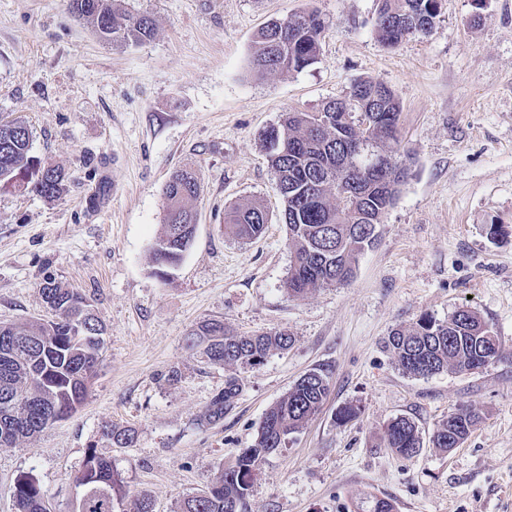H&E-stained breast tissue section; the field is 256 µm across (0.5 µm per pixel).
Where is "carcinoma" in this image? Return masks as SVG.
<instances>
[{
  "instance_id": "obj_1",
  "label": "carcinoma",
  "mask_w": 512,
  "mask_h": 512,
  "mask_svg": "<svg viewBox=\"0 0 512 512\" xmlns=\"http://www.w3.org/2000/svg\"><path fill=\"white\" fill-rule=\"evenodd\" d=\"M439 0H379L376 32L387 46L418 33L429 34L440 12ZM74 12L91 20L99 35L114 44L143 42L154 35V21L130 17L112 6V0H72ZM326 21L316 11L299 12L267 22L259 31L251 60L258 77L301 71L319 54ZM400 103L387 85L356 81L342 98L326 102L317 112H286L280 124L260 133L277 177L282 198L281 219L288 229L292 261L285 280L291 297L310 290L348 282L359 258L373 241L365 227L383 223L405 184L409 166L397 160ZM360 139L351 170V144ZM32 133L21 120L0 124V178L22 175L23 191L54 198L64 191V176L43 166L31 155ZM200 183L190 168L173 172L165 187L166 217L154 245L158 273L178 264L190 248L194 234L177 233L179 225L196 223L195 203ZM268 224L259 203L234 205L224 211V231L241 241L258 238ZM41 293L57 315L21 324H0V433L12 430L9 444L39 432L42 405L57 407L62 416L75 412L85 401L101 350L82 337L76 323L89 335L102 336L105 328L81 294L44 277ZM294 343L285 330L255 335L227 331L224 323L208 320L193 329L187 346L200 349L211 363L229 368L224 391L210 401L204 420L216 423L232 409L243 387L242 374L262 365L277 351ZM403 373L427 377L441 372L478 370L502 356V343L474 311H455L445 321L420 318L408 328L390 331L385 342ZM329 391V377L313 369L300 377L288 393L266 413L252 447L206 490L184 498L178 512H245L249 492L261 462L286 444L321 411ZM479 420L470 408H459L438 425L430 441L450 451L461 447ZM112 445L123 448L136 441L135 430L113 427L103 431ZM387 447L405 458L422 448L416 424L397 417L385 426ZM75 512H154L148 497H130L124 473L112 457L88 447L77 476ZM14 499L17 512H48L37 483L19 479Z\"/></svg>"
}]
</instances>
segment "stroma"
I'll list each match as a JSON object with an SVG mask.
<instances>
[{"label": "stroma", "instance_id": "obj_1", "mask_svg": "<svg viewBox=\"0 0 512 512\" xmlns=\"http://www.w3.org/2000/svg\"><path fill=\"white\" fill-rule=\"evenodd\" d=\"M378 0H114L150 16L154 36L112 44L71 0H0V119L25 120L32 154L64 171L57 198L0 191V322L43 318L45 275L84 293L105 324V350L86 400L66 419L0 447V512L33 478L54 512H74L89 445L111 456L130 495L177 512L251 447L267 410L303 374L329 373L321 412L266 457L248 512H355L368 496L398 512H512V0H441L436 26L397 46L375 31ZM315 10L327 27L314 64L251 72L265 23ZM481 26H471L474 15ZM360 79L396 94L410 174L353 278L300 298L282 200L259 133L284 112H312ZM198 173L194 242L167 275L152 249L165 222L164 187ZM262 203L256 240L224 233L226 206ZM507 237L490 240V225ZM476 311L503 356L472 372L402 373L390 331L428 315ZM206 320L241 335L285 330L295 342L243 375L232 410L202 420L224 366L188 350ZM177 380H169L170 371ZM359 407L338 421V410ZM480 421L443 452L429 439L449 411ZM406 417L424 446L412 458L383 438ZM137 432L130 448L102 438Z\"/></svg>", "mask_w": 512, "mask_h": 512}]
</instances>
